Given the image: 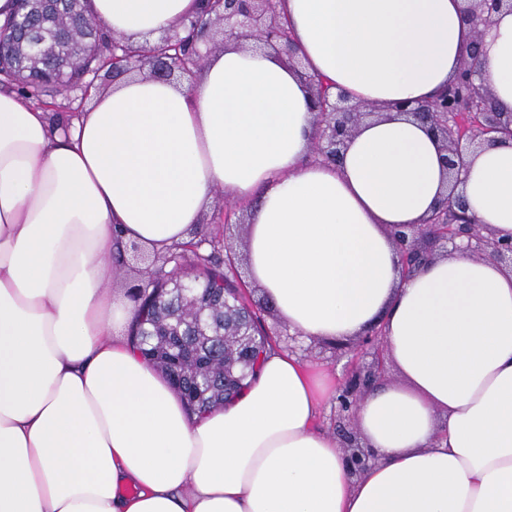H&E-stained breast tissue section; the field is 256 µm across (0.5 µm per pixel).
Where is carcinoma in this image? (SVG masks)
Masks as SVG:
<instances>
[{
	"mask_svg": "<svg viewBox=\"0 0 512 512\" xmlns=\"http://www.w3.org/2000/svg\"><path fill=\"white\" fill-rule=\"evenodd\" d=\"M38 31L44 39L43 47L52 49V54L44 56L40 69L25 77L11 71L7 64L3 68L5 76L21 83V92L51 96L60 91V86L80 83L97 69L100 57L93 54L71 70L64 83L57 82L55 57L68 53L73 39L66 29L51 23ZM199 242L203 246L195 250L183 247L169 253L195 271V310L185 308L179 290L168 283L167 273L160 268L147 282L132 288L138 312L129 337L163 374L182 378L179 393L188 410L202 414L226 402L224 314L231 313L249 334L247 346L230 354L238 363L236 376L241 390L269 345L261 324V311L269 303L256 309L247 303L244 286L235 277V256L224 251L217 236L204 233Z\"/></svg>",
	"mask_w": 512,
	"mask_h": 512,
	"instance_id": "obj_1",
	"label": "carcinoma"
}]
</instances>
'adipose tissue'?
Returning <instances> with one entry per match:
<instances>
[{
	"mask_svg": "<svg viewBox=\"0 0 512 512\" xmlns=\"http://www.w3.org/2000/svg\"><path fill=\"white\" fill-rule=\"evenodd\" d=\"M467 2L280 0L307 70L386 107L333 166L308 159L318 116L297 74L232 41L194 89L131 74L55 124L0 87V512H512V269L454 254L404 279L388 235L445 197L440 145L400 107L454 77ZM199 8L91 0L137 47ZM482 59L512 109V13ZM217 188L248 203V273L290 332L383 322L406 384L362 398L360 474L317 425L336 397L322 366L267 350L196 417L128 340L127 246L191 241ZM464 191L512 235V142L474 158Z\"/></svg>",
	"mask_w": 512,
	"mask_h": 512,
	"instance_id": "obj_1",
	"label": "adipose tissue"
}]
</instances>
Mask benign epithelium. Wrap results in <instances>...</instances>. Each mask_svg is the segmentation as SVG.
<instances>
[{
  "label": "benign epithelium",
  "mask_w": 512,
  "mask_h": 512,
  "mask_svg": "<svg viewBox=\"0 0 512 512\" xmlns=\"http://www.w3.org/2000/svg\"><path fill=\"white\" fill-rule=\"evenodd\" d=\"M205 2L209 5L217 3L219 8H208L206 14L183 21L182 26L191 31V41L182 38L178 31H168L159 37L158 44L170 51L168 57L160 55L153 47L135 49L122 39L112 40L109 46L82 37L84 50L100 55L106 66L96 70L93 80L79 88L81 95H87L94 87V79L102 72L115 78L145 70L149 71V76L162 80L194 76L205 62L197 40L212 32L213 25L220 23L224 40H253L286 56L288 64L307 86L318 112V130L312 143L315 160L326 164L340 162L358 127L364 121L380 116L383 106L356 99L317 75L305 73L304 65L296 55L288 20L277 11L275 0ZM505 13H512V0H471L466 12L474 29L469 59L441 99L408 109V114L426 125L441 144L449 192L424 223L391 227L389 235L399 255L400 271L404 277L432 259L436 248L443 249L447 255L462 253L512 268V238H500L489 226L468 216L463 189L468 158L486 147L512 140V110L500 107L480 78L479 71L480 48L486 31L496 16ZM30 19L29 11L24 8L7 31L0 30V48L7 40L17 41L18 29L26 26ZM450 209L461 216L452 224L440 220ZM379 335L381 329L374 326L366 332V338L355 344L356 350L371 355V362L365 367L356 360L352 362V379L338 388V399L345 409L357 408L361 399L358 390L381 378L384 373V356L376 344ZM344 455L354 474L363 470L370 459L367 446L355 434L346 438Z\"/></svg>",
  "instance_id": "benign-epithelium-1"
}]
</instances>
